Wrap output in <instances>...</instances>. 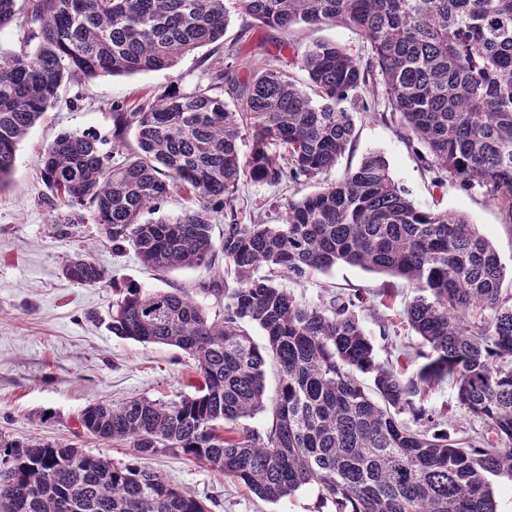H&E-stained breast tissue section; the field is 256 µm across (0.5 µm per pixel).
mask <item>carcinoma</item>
<instances>
[{
  "label": "carcinoma",
  "instance_id": "1",
  "mask_svg": "<svg viewBox=\"0 0 512 512\" xmlns=\"http://www.w3.org/2000/svg\"><path fill=\"white\" fill-rule=\"evenodd\" d=\"M238 11L254 24L237 54L262 44L266 28L342 21L362 34L367 56L333 41L283 42L305 82L253 69L232 79L230 110L217 93L228 63L204 88L173 89L132 112L114 107L110 154L93 133L59 135L41 157L65 206L53 223L97 224L153 271L208 267L213 214L233 209L241 175L278 184L335 166L352 142L353 111L366 108L359 91L378 82L426 146L435 183L479 189L512 226V0H0V30L23 28L18 49L0 54V189L18 144L68 80L169 70L223 40ZM179 191L190 205L153 217ZM222 250L237 287L201 289L223 293L217 320L185 291L112 284V334L183 350L200 386L178 402L92 404L79 417L84 430L139 456L181 453L271 503L317 485L335 512H498L495 487L512 483V289L503 288L512 270L466 215L419 208L373 152L288 200L280 224L231 218ZM339 263L412 285L403 316L418 346L382 361L356 313L364 298L310 304L279 283ZM65 274L82 285L107 278L82 255ZM269 365L279 389L268 406ZM446 380L482 430H441L445 415L416 403L422 386ZM259 413L270 418L265 432L242 426ZM0 512L211 509L151 468L0 435Z\"/></svg>",
  "mask_w": 512,
  "mask_h": 512
}]
</instances>
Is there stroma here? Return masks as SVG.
<instances>
[{
	"instance_id": "35a3bbf8",
	"label": "stroma",
	"mask_w": 512,
	"mask_h": 512,
	"mask_svg": "<svg viewBox=\"0 0 512 512\" xmlns=\"http://www.w3.org/2000/svg\"><path fill=\"white\" fill-rule=\"evenodd\" d=\"M250 22L245 14L232 13L223 48H200L181 57L172 69L99 76L62 86L55 106L19 144L11 181L0 190V434L23 442L69 443L115 462L154 468L171 484L209 498L212 512H334L331 503L321 501L317 487L268 503L210 465L173 453L139 458L128 445L84 434L78 422L82 410L97 402L121 404L139 398L170 402L192 392L194 362L184 351L124 340L109 331L115 299L111 280L152 289H184L215 313L220 299L214 291L224 285V254L214 250L206 269L158 273L141 264L133 247L113 250L98 225L54 223L52 194L41 179L39 157L63 132H92L111 139L114 105L129 108L154 101L169 89L186 92L207 86L211 68L226 59L240 29ZM319 38L359 55L366 49L364 39L350 26L299 24L286 33L268 31L264 47L239 59L237 69L244 74L278 65L283 58L281 42L303 46ZM363 96L375 110L355 112L353 141L330 170L329 179L358 167L369 152H381L417 206L465 214L494 244L502 263L512 267V226L499 210L479 189L463 190L451 179L435 186L421 160L423 145L408 138L400 120L390 117L385 96L368 90ZM318 187L315 180L269 184L241 178L234 199L237 220L281 223L289 197L312 194ZM78 254L88 255L106 270L108 281L87 286L68 279L63 269ZM281 283L308 303L332 293L364 295L366 303L358 315L379 359L388 357L392 345L419 342L402 317L414 296L402 279L340 264L301 280L285 277ZM384 289L390 291V298L381 297Z\"/></svg>"
}]
</instances>
